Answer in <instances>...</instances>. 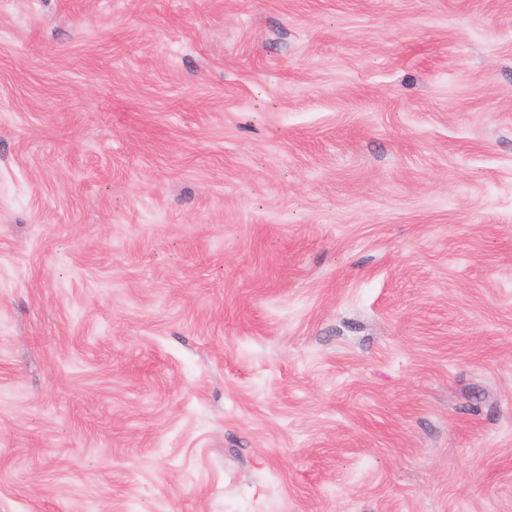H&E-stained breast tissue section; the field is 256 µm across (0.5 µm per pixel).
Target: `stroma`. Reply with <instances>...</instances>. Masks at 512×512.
Masks as SVG:
<instances>
[{
  "label": "stroma",
  "mask_w": 512,
  "mask_h": 512,
  "mask_svg": "<svg viewBox=\"0 0 512 512\" xmlns=\"http://www.w3.org/2000/svg\"><path fill=\"white\" fill-rule=\"evenodd\" d=\"M0 512H512V0H0Z\"/></svg>",
  "instance_id": "1"
}]
</instances>
